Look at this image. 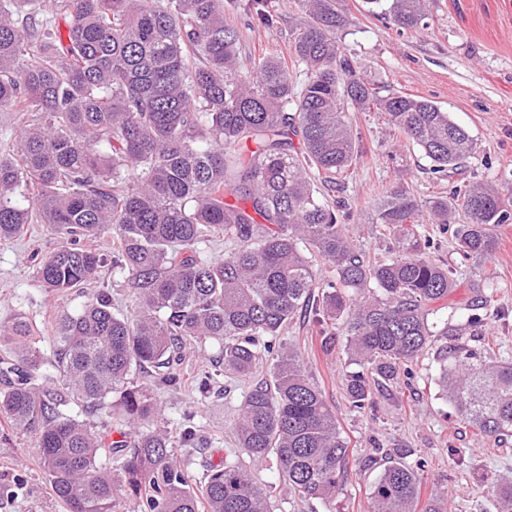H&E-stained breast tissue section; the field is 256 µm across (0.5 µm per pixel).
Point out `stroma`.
<instances>
[{"mask_svg": "<svg viewBox=\"0 0 512 512\" xmlns=\"http://www.w3.org/2000/svg\"><path fill=\"white\" fill-rule=\"evenodd\" d=\"M272 3L277 20L269 26L244 13H225L241 36L242 72H250L266 54L286 57L292 51L289 28L300 15L298 7L294 0ZM342 6L347 22L340 36L360 61L363 77L377 84L381 95L429 99L473 136L475 153L452 183L489 182L503 198H512V0H430L424 24L416 30L397 28L372 14L366 0H342ZM352 123L363 151L346 179V198L366 208L391 186L426 200L452 184L437 182L429 160L389 134L378 113H353ZM420 233L429 238L433 258L456 271L457 288L443 321L462 329L463 341H476L488 356L512 359V223L498 225V247L480 261L463 258L440 225H422ZM61 244L44 224L26 225L16 237L0 240V324H8L20 311L37 321L44 338L43 374L50 378L57 375L50 341L54 321L61 311L82 303L75 295L47 294L37 278L39 260ZM483 283L493 284L498 311L475 334L467 320L473 288ZM286 337L308 344L307 370L336 413L349 455L342 486L329 503L294 500L274 458L252 463L253 479L273 490V512H368L370 493L391 449L407 465L423 463L422 498L443 496L452 512H496V484L512 477V440L502 444L484 436L442 398L438 353L445 338L436 337L427 347L410 383L359 413L351 409L344 391L343 345L327 353L311 346L309 327L302 323L293 325ZM217 354L213 342L189 351L182 364L184 384L162 397V425L178 429L190 414L203 431L199 447L178 451L195 484L204 480L202 461L219 463L230 447L237 410L248 389L247 383L228 378L225 396H200L192 376ZM0 512H68L45 477L31 435L15 433L0 441Z\"/></svg>", "mask_w": 512, "mask_h": 512, "instance_id": "stroma-1", "label": "stroma"}]
</instances>
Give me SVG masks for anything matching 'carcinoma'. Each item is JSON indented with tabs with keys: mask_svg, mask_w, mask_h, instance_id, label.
<instances>
[{
	"mask_svg": "<svg viewBox=\"0 0 512 512\" xmlns=\"http://www.w3.org/2000/svg\"><path fill=\"white\" fill-rule=\"evenodd\" d=\"M339 0H297L303 17L293 60L270 54L239 72L240 34L224 0H0V112L16 117L15 146L0 154V239L46 224L66 240L36 269L55 294H85L62 312L51 337L59 377L43 378L42 336L23 312L0 327V419L32 435L44 472L69 512H271L270 491L246 460L276 458L299 500L336 497L348 443L336 413L283 339L305 317L323 351L345 336L343 385L351 407L414 377L413 362L438 327L454 272L426 256L416 225L451 231L466 258L497 248L493 228L512 202L476 184L419 201L382 191L364 220L395 238L398 255L356 250L345 222L358 211L345 192L362 153L349 110H376L433 163L439 181L475 151L470 133L434 102L380 97L338 37ZM401 29L418 28L427 0H367ZM265 25L268 0H243ZM305 68L295 88L289 65ZM112 234V256L92 246ZM224 239L210 262L201 246ZM333 268L321 278L315 260ZM132 302L112 311L89 289L101 268ZM213 341L215 377L252 381L233 426L236 449L192 486L176 441L154 425L161 397L181 382L183 351ZM268 377L253 381L260 365ZM439 386L475 429L512 438V360L490 361L458 343L441 355ZM115 422L98 430L79 413ZM119 439H112V433ZM419 473L387 466L370 512H447L421 501ZM512 512V479L496 490Z\"/></svg>",
	"mask_w": 512,
	"mask_h": 512,
	"instance_id": "1",
	"label": "carcinoma"
}]
</instances>
